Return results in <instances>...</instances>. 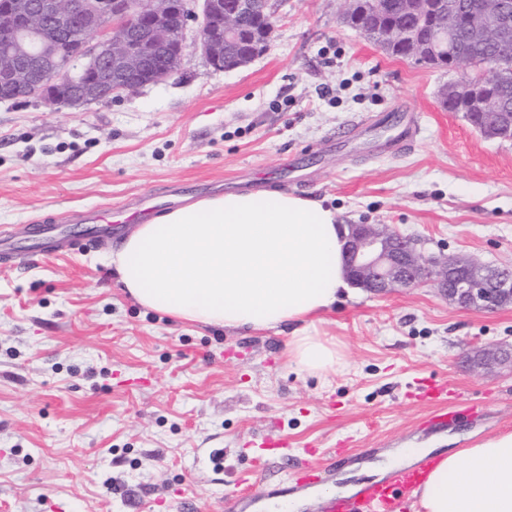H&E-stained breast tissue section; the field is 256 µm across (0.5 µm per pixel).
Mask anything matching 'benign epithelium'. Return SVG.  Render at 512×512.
<instances>
[{
	"mask_svg": "<svg viewBox=\"0 0 512 512\" xmlns=\"http://www.w3.org/2000/svg\"><path fill=\"white\" fill-rule=\"evenodd\" d=\"M389 0H357L356 13L385 15ZM408 10L458 13L456 0H411ZM196 23V48L212 68L228 72L252 63L274 33L268 0H0V101L36 97L47 105L103 103L158 84L187 63L186 31ZM475 26L499 44L478 65L455 49L451 25L439 22L427 52L457 73L453 94L473 99L489 139H512V116L496 83L512 47V0H494L474 15ZM381 49L412 42L410 30L359 28ZM345 236L352 286L386 294L431 284L449 303L475 312L512 304V273L485 272L464 256L424 255L387 224H349ZM512 356L495 348L475 352L472 367Z\"/></svg>",
	"mask_w": 512,
	"mask_h": 512,
	"instance_id": "7a95c632",
	"label": "benign epithelium"
}]
</instances>
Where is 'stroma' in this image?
<instances>
[{
	"instance_id": "1",
	"label": "stroma",
	"mask_w": 512,
	"mask_h": 512,
	"mask_svg": "<svg viewBox=\"0 0 512 512\" xmlns=\"http://www.w3.org/2000/svg\"><path fill=\"white\" fill-rule=\"evenodd\" d=\"M274 38L217 72L196 52L164 82L76 108L0 102V512H225L261 436L350 454L321 482L348 484L397 448L460 449L512 431V305L459 309L430 285L349 289L315 326L343 364L328 377L288 362L289 332L182 322L120 288L112 250L146 197L166 210L227 191L275 188L324 201L344 224H389L429 255L512 266V140L485 138L440 90L454 71L383 52L342 22L341 0H273ZM420 133L388 151L390 125ZM97 212L112 234L30 259L41 229ZM432 378L484 403V417L419 427Z\"/></svg>"
}]
</instances>
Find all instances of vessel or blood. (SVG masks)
Segmentation results:
<instances>
[{
  "label": "vessel or blood",
  "instance_id": "vessel-or-blood-1",
  "mask_svg": "<svg viewBox=\"0 0 512 512\" xmlns=\"http://www.w3.org/2000/svg\"><path fill=\"white\" fill-rule=\"evenodd\" d=\"M421 400L428 403L427 426L454 425L460 415L479 417L484 411L482 401L467 397L445 379L431 380L421 391ZM265 444L269 453L286 458L288 465L280 473V480L295 487H310L320 483L327 469L336 466L345 457L344 449L322 452L304 450L292 453L286 439L270 436ZM435 467L433 457H421L413 465L394 471L381 480L367 481L348 496H339L324 502L322 512H408L409 505L426 483Z\"/></svg>",
  "mask_w": 512,
  "mask_h": 512
}]
</instances>
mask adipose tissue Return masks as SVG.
Wrapping results in <instances>:
<instances>
[{
  "instance_id": "1",
  "label": "adipose tissue",
  "mask_w": 512,
  "mask_h": 512,
  "mask_svg": "<svg viewBox=\"0 0 512 512\" xmlns=\"http://www.w3.org/2000/svg\"><path fill=\"white\" fill-rule=\"evenodd\" d=\"M342 236L335 210L321 202L279 190L228 192L137 225L112 263L130 297L171 318L255 331L294 325L291 365L322 377L340 355L314 318L348 285ZM437 454L418 495L421 512H512V432Z\"/></svg>"
}]
</instances>
